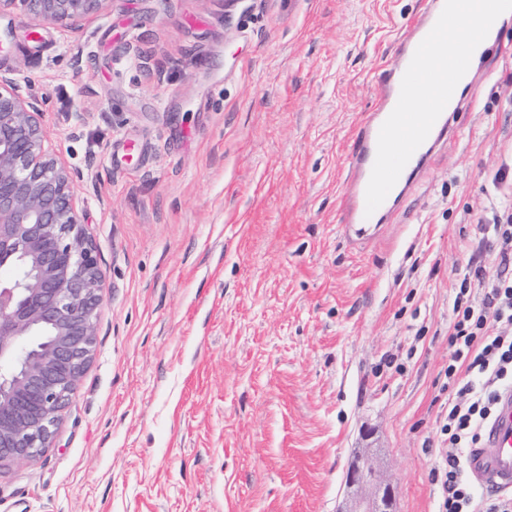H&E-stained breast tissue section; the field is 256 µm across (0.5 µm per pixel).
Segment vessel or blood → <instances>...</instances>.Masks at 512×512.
Listing matches in <instances>:
<instances>
[{
  "instance_id": "b4317fda",
  "label": "vessel or blood",
  "mask_w": 512,
  "mask_h": 512,
  "mask_svg": "<svg viewBox=\"0 0 512 512\" xmlns=\"http://www.w3.org/2000/svg\"><path fill=\"white\" fill-rule=\"evenodd\" d=\"M443 8L442 0H437L411 34L401 39L400 61L386 76L388 103H397L402 78L414 53L434 27ZM387 118L388 114L384 111L369 114L360 127L349 154L354 177L346 187V206L341 227L344 233L358 239L371 236L386 218L387 208L383 205L374 212H367L366 191L376 159L379 132ZM449 131L447 114H440L426 140L415 150L403 168L397 180L398 185L407 184L411 174L424 167L434 144ZM467 466L479 485L494 493L512 496V388L506 389L500 395L496 412L488 423L479 446L471 449L468 454Z\"/></svg>"
}]
</instances>
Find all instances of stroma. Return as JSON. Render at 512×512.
Returning a JSON list of instances; mask_svg holds the SVG:
<instances>
[{
	"mask_svg": "<svg viewBox=\"0 0 512 512\" xmlns=\"http://www.w3.org/2000/svg\"><path fill=\"white\" fill-rule=\"evenodd\" d=\"M430 0H118L80 29L0 14L105 282L96 355L0 512H338L358 449L394 512H437L448 327L498 268L512 20L471 102L363 245L349 152Z\"/></svg>",
	"mask_w": 512,
	"mask_h": 512,
	"instance_id": "35a3bbf8",
	"label": "stroma"
}]
</instances>
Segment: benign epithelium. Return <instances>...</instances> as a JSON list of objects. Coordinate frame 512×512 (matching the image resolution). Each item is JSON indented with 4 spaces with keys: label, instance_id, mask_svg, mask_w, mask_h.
I'll list each match as a JSON object with an SVG mask.
<instances>
[{
    "label": "benign epithelium",
    "instance_id": "7a95c632",
    "mask_svg": "<svg viewBox=\"0 0 512 512\" xmlns=\"http://www.w3.org/2000/svg\"><path fill=\"white\" fill-rule=\"evenodd\" d=\"M107 0H0L35 24H70ZM45 103L27 81L0 74V474L51 447L76 385L95 355L104 274L94 236L74 195L75 172L46 147ZM49 330L35 351L20 339ZM347 487L374 489L371 505L392 512L395 490L356 455Z\"/></svg>",
    "mask_w": 512,
    "mask_h": 512
}]
</instances>
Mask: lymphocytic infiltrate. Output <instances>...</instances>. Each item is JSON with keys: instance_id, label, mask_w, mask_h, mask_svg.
Returning a JSON list of instances; mask_svg holds the SVG:
<instances>
[{"instance_id": "obj_1", "label": "lymphocytic infiltrate", "mask_w": 512, "mask_h": 512, "mask_svg": "<svg viewBox=\"0 0 512 512\" xmlns=\"http://www.w3.org/2000/svg\"><path fill=\"white\" fill-rule=\"evenodd\" d=\"M493 245L497 284L474 299L472 282L486 270L471 268L455 295L448 328V407L441 433L448 442L433 472L438 512H512V497L478 494L466 469L470 448L492 416L499 392L512 387V208L496 216Z\"/></svg>"}]
</instances>
